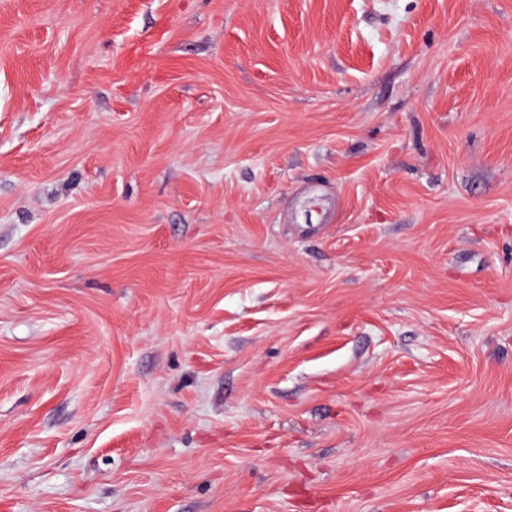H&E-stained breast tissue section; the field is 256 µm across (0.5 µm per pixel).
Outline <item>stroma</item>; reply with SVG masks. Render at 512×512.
I'll return each instance as SVG.
<instances>
[{
	"label": "stroma",
	"instance_id": "stroma-1",
	"mask_svg": "<svg viewBox=\"0 0 512 512\" xmlns=\"http://www.w3.org/2000/svg\"><path fill=\"white\" fill-rule=\"evenodd\" d=\"M0 512H512V0H0Z\"/></svg>",
	"mask_w": 512,
	"mask_h": 512
}]
</instances>
